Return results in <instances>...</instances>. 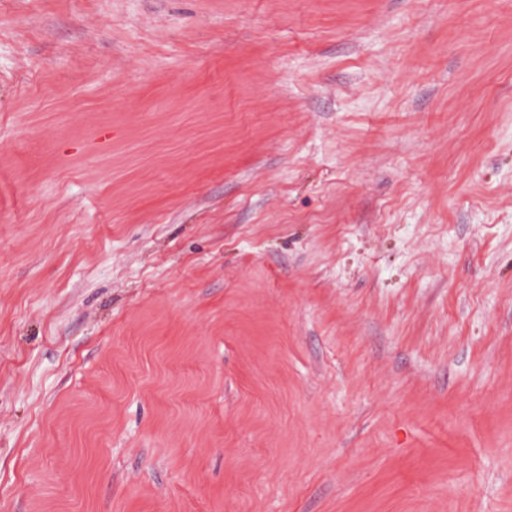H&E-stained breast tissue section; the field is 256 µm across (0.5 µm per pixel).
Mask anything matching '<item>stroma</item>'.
Wrapping results in <instances>:
<instances>
[{"label": "stroma", "instance_id": "35a3bbf8", "mask_svg": "<svg viewBox=\"0 0 512 512\" xmlns=\"http://www.w3.org/2000/svg\"><path fill=\"white\" fill-rule=\"evenodd\" d=\"M0 512H512V0H0Z\"/></svg>", "mask_w": 512, "mask_h": 512}]
</instances>
